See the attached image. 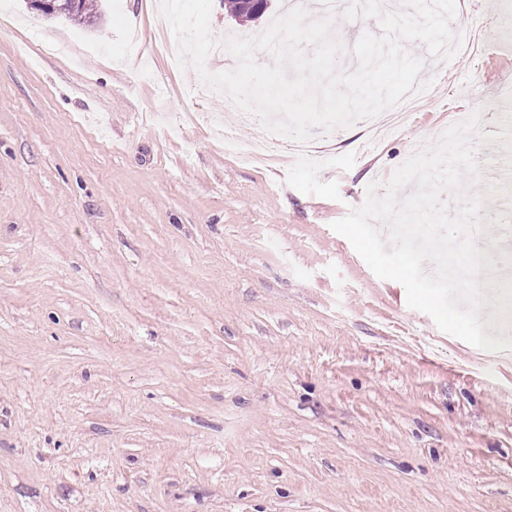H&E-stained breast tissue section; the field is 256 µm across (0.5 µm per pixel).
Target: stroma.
<instances>
[{
	"mask_svg": "<svg viewBox=\"0 0 512 512\" xmlns=\"http://www.w3.org/2000/svg\"><path fill=\"white\" fill-rule=\"evenodd\" d=\"M159 0L92 27L0 0V512H512V362L410 308L332 222L462 116L493 121L512 49L441 61L404 127L314 133L249 166L198 112L259 136L151 40ZM54 35L79 59L31 58ZM478 246L512 280L507 199Z\"/></svg>",
	"mask_w": 512,
	"mask_h": 512,
	"instance_id": "1",
	"label": "stroma"
}]
</instances>
